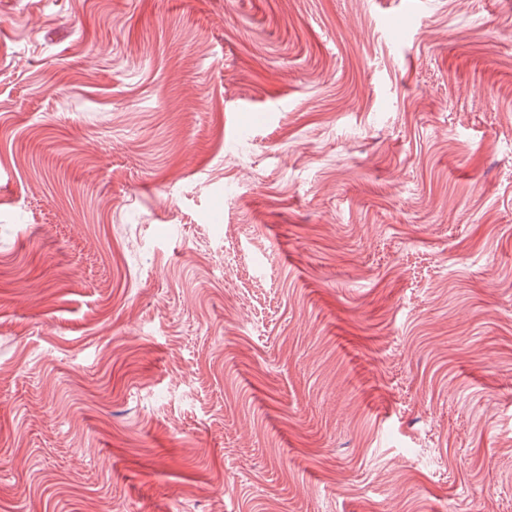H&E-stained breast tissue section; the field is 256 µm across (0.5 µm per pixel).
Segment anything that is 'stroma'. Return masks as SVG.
I'll return each instance as SVG.
<instances>
[{
    "label": "stroma",
    "instance_id": "35a3bbf8",
    "mask_svg": "<svg viewBox=\"0 0 512 512\" xmlns=\"http://www.w3.org/2000/svg\"><path fill=\"white\" fill-rule=\"evenodd\" d=\"M0 512H512V0H0Z\"/></svg>",
    "mask_w": 512,
    "mask_h": 512
}]
</instances>
